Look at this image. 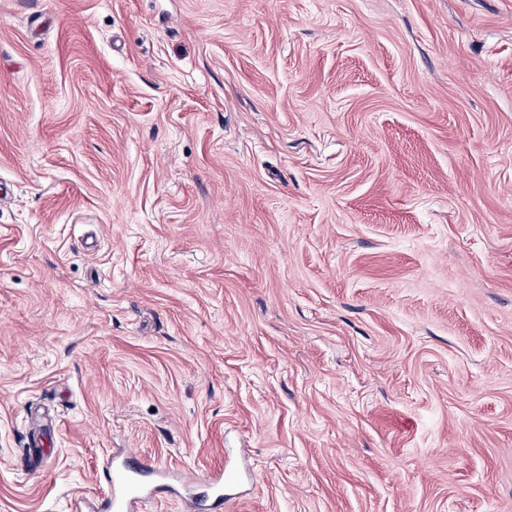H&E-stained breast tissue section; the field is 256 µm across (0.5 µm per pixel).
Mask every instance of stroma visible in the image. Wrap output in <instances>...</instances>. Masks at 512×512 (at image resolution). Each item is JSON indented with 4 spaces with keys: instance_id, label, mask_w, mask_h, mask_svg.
<instances>
[{
    "instance_id": "35a3bbf8",
    "label": "stroma",
    "mask_w": 512,
    "mask_h": 512,
    "mask_svg": "<svg viewBox=\"0 0 512 512\" xmlns=\"http://www.w3.org/2000/svg\"><path fill=\"white\" fill-rule=\"evenodd\" d=\"M512 512V0H0V512ZM146 467H139L127 461L117 462L112 455L102 468V479L108 487L110 512H130L133 504L145 495L140 477Z\"/></svg>"
}]
</instances>
